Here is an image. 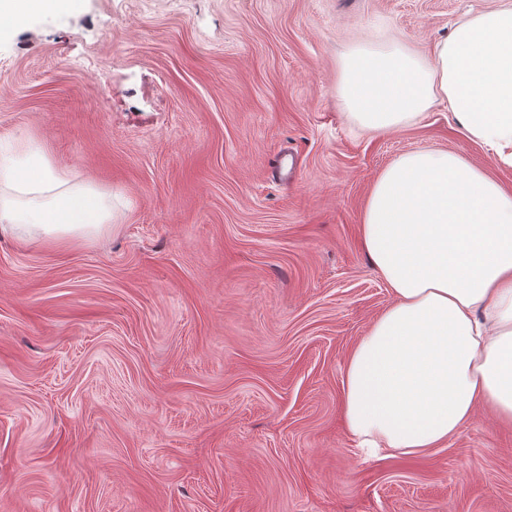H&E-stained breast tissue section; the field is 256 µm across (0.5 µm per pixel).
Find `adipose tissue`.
I'll return each mask as SVG.
<instances>
[{
  "instance_id": "obj_1",
  "label": "adipose tissue",
  "mask_w": 512,
  "mask_h": 512,
  "mask_svg": "<svg viewBox=\"0 0 512 512\" xmlns=\"http://www.w3.org/2000/svg\"><path fill=\"white\" fill-rule=\"evenodd\" d=\"M338 92L371 131L447 104L467 135L512 167V0L460 22L431 54L350 55ZM20 144L0 138V234L65 244L111 228L110 191L56 167L41 146L15 162ZM360 235L393 302L342 379L358 447H441L482 403L512 423V192L457 153L418 149L377 177Z\"/></svg>"
}]
</instances>
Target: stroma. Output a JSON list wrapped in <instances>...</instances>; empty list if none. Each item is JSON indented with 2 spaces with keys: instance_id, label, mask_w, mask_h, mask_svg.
I'll use <instances>...</instances> for the list:
<instances>
[{
  "instance_id": "1",
  "label": "stroma",
  "mask_w": 512,
  "mask_h": 512,
  "mask_svg": "<svg viewBox=\"0 0 512 512\" xmlns=\"http://www.w3.org/2000/svg\"><path fill=\"white\" fill-rule=\"evenodd\" d=\"M503 0H65L0 31V136L111 189L110 233L0 235V512H512V425L367 458L341 382L391 296L361 214L403 153L512 169L437 104L389 132L344 56ZM290 150L298 175L272 161Z\"/></svg>"
}]
</instances>
